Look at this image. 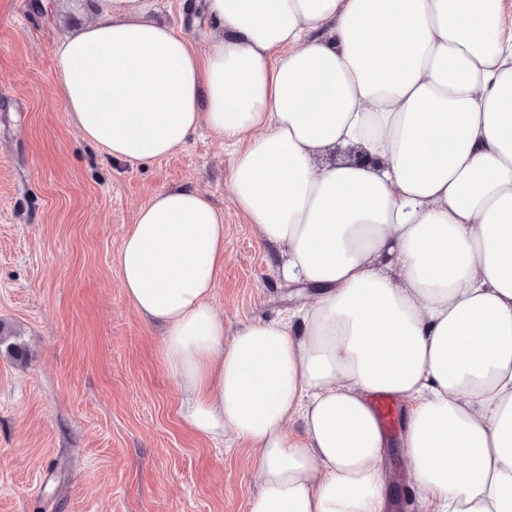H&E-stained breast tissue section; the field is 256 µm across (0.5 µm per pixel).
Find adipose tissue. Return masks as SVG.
I'll return each instance as SVG.
<instances>
[{
    "mask_svg": "<svg viewBox=\"0 0 512 512\" xmlns=\"http://www.w3.org/2000/svg\"><path fill=\"white\" fill-rule=\"evenodd\" d=\"M94 7L55 49L83 139L143 162L223 136L237 208L316 297L225 337L224 216L195 188L157 192L119 249L182 424L254 450L250 512H389L377 394L407 404L428 512H512L505 0H205L222 30L203 55L148 0Z\"/></svg>",
    "mask_w": 512,
    "mask_h": 512,
    "instance_id": "1",
    "label": "adipose tissue"
}]
</instances>
